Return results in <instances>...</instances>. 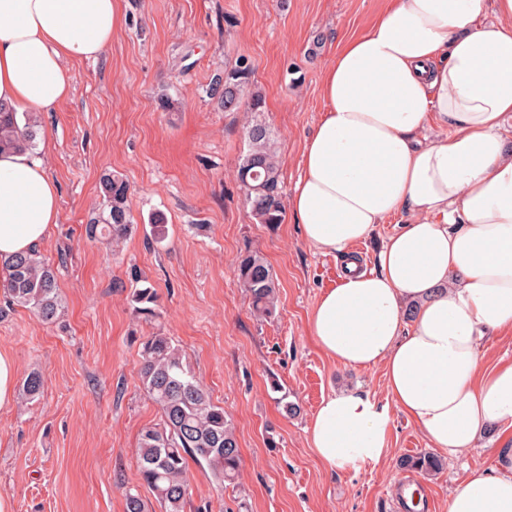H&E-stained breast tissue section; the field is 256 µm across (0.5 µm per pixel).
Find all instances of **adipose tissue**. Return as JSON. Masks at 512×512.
<instances>
[{"instance_id": "ef3b65f1", "label": "adipose tissue", "mask_w": 512, "mask_h": 512, "mask_svg": "<svg viewBox=\"0 0 512 512\" xmlns=\"http://www.w3.org/2000/svg\"><path fill=\"white\" fill-rule=\"evenodd\" d=\"M116 21L114 0H0V102L54 111L72 93L67 61L97 59ZM320 95L288 204L305 243L346 271L308 331L343 366L384 365L393 405L329 395L310 442L332 471L379 462L394 407L456 456L512 426V361L486 368L480 349L485 331L512 330V0H387L338 47ZM403 212L377 268H360L351 248ZM58 214L44 157L0 153V262L40 247ZM498 468L456 486L448 512H512V448Z\"/></svg>"}]
</instances>
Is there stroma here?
<instances>
[{"label": "stroma", "mask_w": 512, "mask_h": 512, "mask_svg": "<svg viewBox=\"0 0 512 512\" xmlns=\"http://www.w3.org/2000/svg\"><path fill=\"white\" fill-rule=\"evenodd\" d=\"M384 0H115L112 43L95 60L67 64L72 94L38 113L35 151L60 191L58 222L40 247L57 272L63 325L28 309L0 316V352L20 376L41 372L28 406L0 409V495L12 512H126L140 488L138 442L159 421L138 386L139 343L163 329L181 345L212 401L231 418L240 448L236 485L217 492L189 462L184 512H405L401 487L425 492V512L472 473H494L500 429L444 459L435 476L399 468L429 450L421 431L391 409L380 462L328 471L307 428L321 400L360 390L389 401L383 367L353 370L308 333L342 256L311 250L298 224L256 223L237 180L244 128L265 124L278 148L284 193L324 110L320 81L337 44L363 31ZM247 54L260 112H227L208 94L225 64ZM174 103L159 106L160 95ZM129 183L134 232L119 250L88 240L103 203L100 180ZM167 237L151 239L154 214ZM258 249L280 288L274 319L260 322L234 275L244 244ZM158 294L156 315L135 313L131 270ZM291 403L296 414L285 412Z\"/></svg>", "instance_id": "35a3bbf8"}]
</instances>
